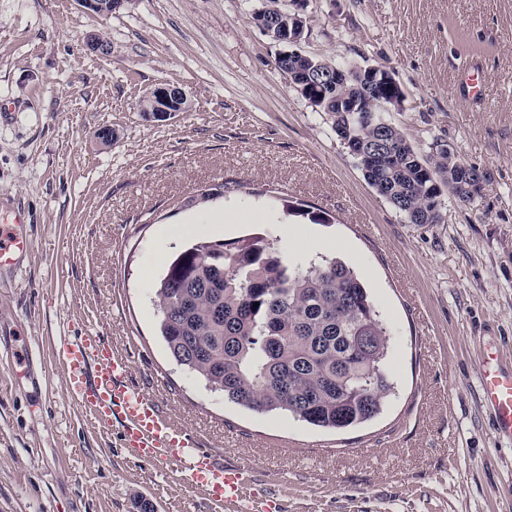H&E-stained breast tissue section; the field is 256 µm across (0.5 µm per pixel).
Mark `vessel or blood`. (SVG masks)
<instances>
[{"mask_svg": "<svg viewBox=\"0 0 512 512\" xmlns=\"http://www.w3.org/2000/svg\"><path fill=\"white\" fill-rule=\"evenodd\" d=\"M31 237L24 212L0 226V272L20 268L29 256ZM66 386L77 404L98 423L117 428L128 456L174 464L181 481L206 491L210 500L230 512H286L274 495L254 492L252 470L217 463L197 440L180 428L159 400L131 382V366L95 334L66 340L57 351ZM480 386L499 437L512 439V362L485 352Z\"/></svg>", "mask_w": 512, "mask_h": 512, "instance_id": "obj_1", "label": "vessel or blood"}]
</instances>
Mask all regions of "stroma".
Returning a JSON list of instances; mask_svg holds the SVG:
<instances>
[{"label": "stroma", "instance_id": "stroma-1", "mask_svg": "<svg viewBox=\"0 0 512 512\" xmlns=\"http://www.w3.org/2000/svg\"><path fill=\"white\" fill-rule=\"evenodd\" d=\"M261 0H0V224L34 246L0 277V512H223L171 465L141 462L72 399L56 351L91 331L225 465H250L288 512H512V441L480 400L485 348L512 359V0H306L300 49L383 66L388 120L487 175L473 204L411 224L365 181L332 121L278 70ZM97 34L111 46L85 49ZM485 99L458 91L471 68ZM180 86L165 122L141 97ZM116 138L102 145L97 130ZM210 192L200 201L202 192ZM194 225L192 233L172 230ZM277 239L285 264L351 265L386 328L395 385L380 415L334 431L225 402L177 366L155 288L185 244ZM35 382L15 383L13 350ZM77 2L88 13L108 17L124 8L129 0H77ZM149 95L155 94L163 105L155 112L144 114L146 118L153 121H168L177 112H183L188 107V98L183 89L177 85H161L152 89ZM186 99V104H180L177 100Z\"/></svg>", "mask_w": 512, "mask_h": 512}]
</instances>
